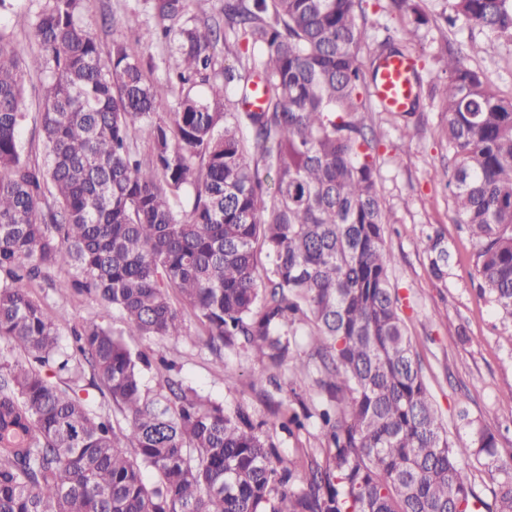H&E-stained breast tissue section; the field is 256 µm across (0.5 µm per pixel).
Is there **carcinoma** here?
<instances>
[{"instance_id":"cac0c4a2","label":"carcinoma","mask_w":512,"mask_h":512,"mask_svg":"<svg viewBox=\"0 0 512 512\" xmlns=\"http://www.w3.org/2000/svg\"><path fill=\"white\" fill-rule=\"evenodd\" d=\"M191 2L150 4L175 56L168 120L138 44L102 56L84 0H45L33 54L0 27V340L15 352L0 361V512H512V460L466 413L469 443L451 440L392 294L365 114L379 60L403 49L385 41L364 69L361 0H222L203 22ZM421 2L390 0L404 45L429 22ZM458 22L512 41V0H452ZM220 28L235 64L218 70ZM445 72L452 200L480 295L512 322V97L452 51ZM32 73L40 162L21 143ZM421 245L445 279L444 237ZM38 288L123 329L85 321L67 347ZM187 315L215 354L241 339L271 367L309 337L336 406L317 413L327 458L307 486L244 412L169 377L144 389L153 361L124 336L178 338ZM87 385L127 427L92 409ZM482 469L492 507L471 478Z\"/></svg>"}]
</instances>
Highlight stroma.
I'll use <instances>...</instances> for the list:
<instances>
[{"label": "stroma", "instance_id": "1", "mask_svg": "<svg viewBox=\"0 0 512 512\" xmlns=\"http://www.w3.org/2000/svg\"><path fill=\"white\" fill-rule=\"evenodd\" d=\"M451 4L452 0H424L430 23L405 48L421 82L417 112L404 118L379 108L370 113L368 125L380 197L390 220L391 285L434 404L454 441L463 444L470 439L458 419L459 410L467 409L471 418L497 434L498 454L506 461L512 459V326L504 324L479 294L475 249L456 222L452 186L439 177L440 172L453 170L455 161L445 134L448 114L432 97L431 88L445 80L446 53L452 50L472 69L492 75L499 94L512 97V42L475 24L449 26L445 17ZM363 7L367 40L360 56L367 64L380 42L397 36L401 21L390 0H364ZM80 20L103 50L116 41H138L155 83L164 86L174 59L169 48L154 39L156 20L149 0H87ZM437 231L453 255L443 280L432 275L420 244L425 235ZM185 326L183 338L131 336L127 343L172 361L173 378L222 402L225 410L245 411L256 434L272 440L278 455L293 463L296 486H305L310 468L325 462L322 424L315 413L326 401L314 382L307 337H299L294 359L271 369L241 343L213 354L203 344L199 325L189 318ZM303 403L313 418L302 430H282L280 419Z\"/></svg>", "mask_w": 512, "mask_h": 512}]
</instances>
